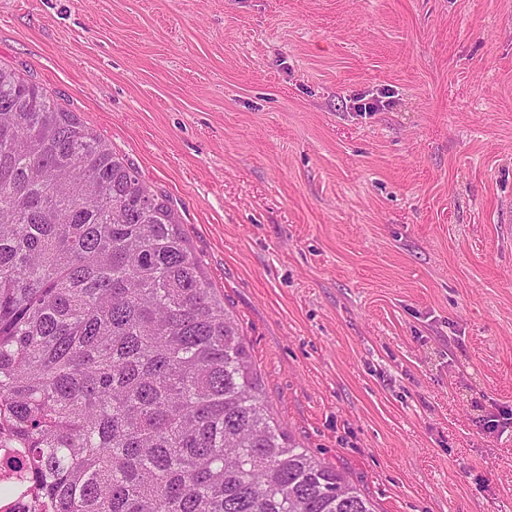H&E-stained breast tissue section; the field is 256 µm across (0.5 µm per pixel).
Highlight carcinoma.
Wrapping results in <instances>:
<instances>
[{
	"instance_id": "1",
	"label": "carcinoma",
	"mask_w": 512,
	"mask_h": 512,
	"mask_svg": "<svg viewBox=\"0 0 512 512\" xmlns=\"http://www.w3.org/2000/svg\"><path fill=\"white\" fill-rule=\"evenodd\" d=\"M41 512H375L272 424L165 196L0 67V429Z\"/></svg>"
}]
</instances>
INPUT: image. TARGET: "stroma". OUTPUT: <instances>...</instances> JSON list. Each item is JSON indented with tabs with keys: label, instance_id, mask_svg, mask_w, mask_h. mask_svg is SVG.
<instances>
[{
	"label": "stroma",
	"instance_id": "35a3bbf8",
	"mask_svg": "<svg viewBox=\"0 0 512 512\" xmlns=\"http://www.w3.org/2000/svg\"><path fill=\"white\" fill-rule=\"evenodd\" d=\"M0 66L166 195L293 443L512 512V0H0Z\"/></svg>",
	"mask_w": 512,
	"mask_h": 512
}]
</instances>
